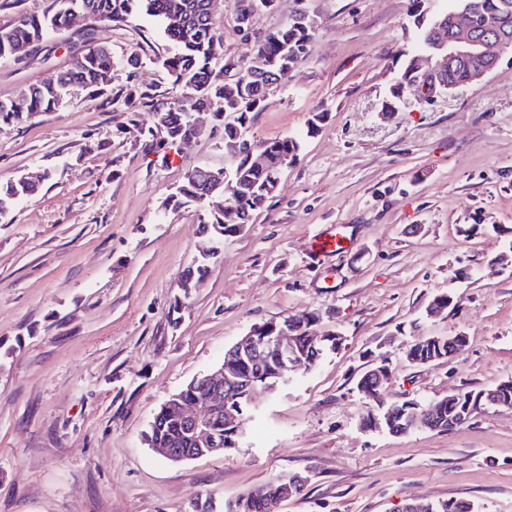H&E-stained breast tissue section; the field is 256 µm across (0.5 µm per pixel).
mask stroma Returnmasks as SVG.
<instances>
[{
	"label": "stroma",
	"mask_w": 512,
	"mask_h": 512,
	"mask_svg": "<svg viewBox=\"0 0 512 512\" xmlns=\"http://www.w3.org/2000/svg\"><path fill=\"white\" fill-rule=\"evenodd\" d=\"M311 50L255 115L260 142L304 132L268 209L220 243L198 233L197 208L158 219L194 167H223L224 139L205 135L169 159L146 152L111 106L79 91L57 110L0 128V182L51 170L0 223V512H217L281 477L306 476L279 512H403L417 499L512 512V409L489 407L447 432L364 428L378 402L357 381L379 357L382 403H420L512 379V51L483 81L423 105L389 87L413 40L409 0H308ZM277 0L237 29L216 0L223 58L245 61L254 35L288 23ZM80 24L0 58V101L52 81L71 63ZM160 100L189 93L155 59L167 42L146 21L103 25ZM319 130L306 135L313 114ZM329 224L355 246L325 260L306 245ZM217 248L196 288L180 286ZM451 294L437 318L425 307ZM305 312L316 335L342 340L307 373L258 391L238 445L174 463L145 441L162 403L218 365L250 328ZM465 335L449 362L409 365L421 336Z\"/></svg>",
	"instance_id": "35a3bbf8"
}]
</instances>
